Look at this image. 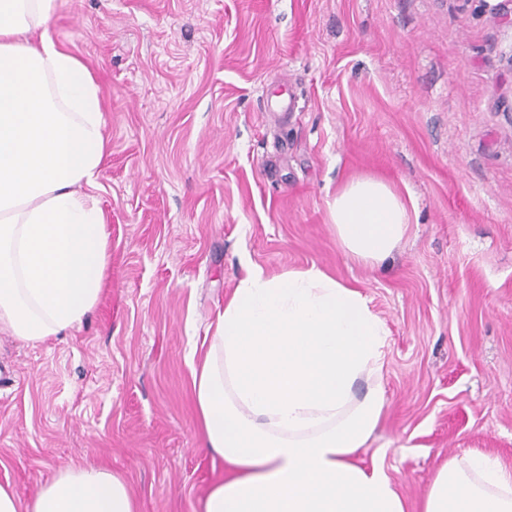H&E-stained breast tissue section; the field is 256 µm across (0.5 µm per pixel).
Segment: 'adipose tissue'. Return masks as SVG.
Here are the masks:
<instances>
[{
  "instance_id": "obj_1",
  "label": "adipose tissue",
  "mask_w": 512,
  "mask_h": 512,
  "mask_svg": "<svg viewBox=\"0 0 512 512\" xmlns=\"http://www.w3.org/2000/svg\"><path fill=\"white\" fill-rule=\"evenodd\" d=\"M54 0H0V330L40 342L97 304L110 240L93 190L108 148L100 88L52 41ZM339 244L384 261L408 208L383 179L328 200ZM388 330L355 287L318 267L249 268L191 362L202 444L224 462L202 512H405L383 465L356 455L383 412ZM29 512H136L127 483L69 466ZM422 512H512V475L487 456L449 459Z\"/></svg>"
}]
</instances>
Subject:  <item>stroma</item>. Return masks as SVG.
I'll list each match as a JSON object with an SVG mask.
<instances>
[{
  "label": "stroma",
  "mask_w": 512,
  "mask_h": 512,
  "mask_svg": "<svg viewBox=\"0 0 512 512\" xmlns=\"http://www.w3.org/2000/svg\"><path fill=\"white\" fill-rule=\"evenodd\" d=\"M52 40L101 89L94 310L31 343L0 332V485L122 476L139 512H199L224 464L199 443L187 356L252 265H312L389 331L382 459L408 512L448 459L512 473V13L484 0H55ZM370 175L411 222L366 264L327 202Z\"/></svg>",
  "instance_id": "1"
}]
</instances>
